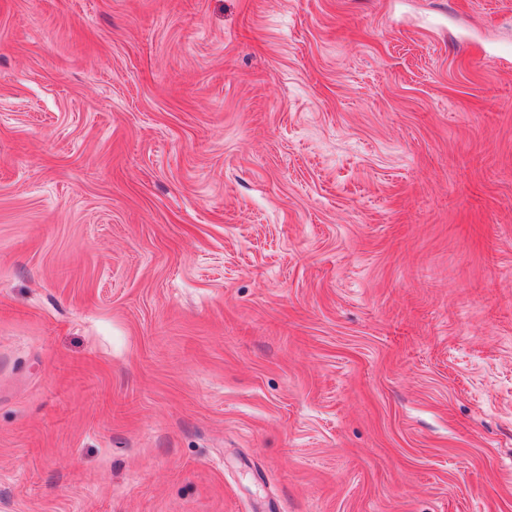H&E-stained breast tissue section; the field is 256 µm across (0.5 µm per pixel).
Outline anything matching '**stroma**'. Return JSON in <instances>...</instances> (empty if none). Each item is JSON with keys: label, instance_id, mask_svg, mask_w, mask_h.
I'll return each instance as SVG.
<instances>
[{"label": "stroma", "instance_id": "1", "mask_svg": "<svg viewBox=\"0 0 512 512\" xmlns=\"http://www.w3.org/2000/svg\"><path fill=\"white\" fill-rule=\"evenodd\" d=\"M0 512H512V0H0Z\"/></svg>", "mask_w": 512, "mask_h": 512}]
</instances>
